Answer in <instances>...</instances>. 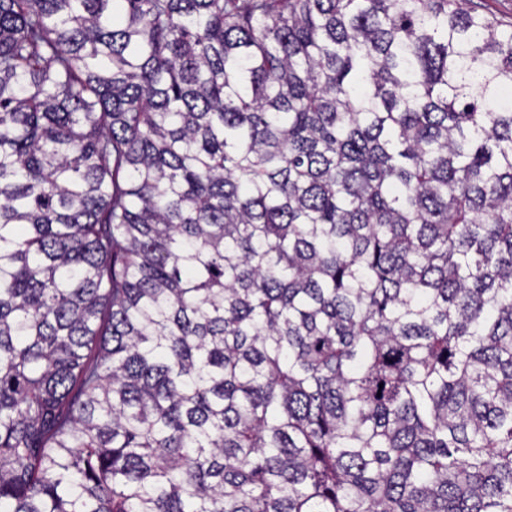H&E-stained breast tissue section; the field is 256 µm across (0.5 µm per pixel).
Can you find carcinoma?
<instances>
[{"label":"carcinoma","mask_w":512,"mask_h":512,"mask_svg":"<svg viewBox=\"0 0 512 512\" xmlns=\"http://www.w3.org/2000/svg\"><path fill=\"white\" fill-rule=\"evenodd\" d=\"M461 2L0 0V512H512Z\"/></svg>","instance_id":"1"}]
</instances>
